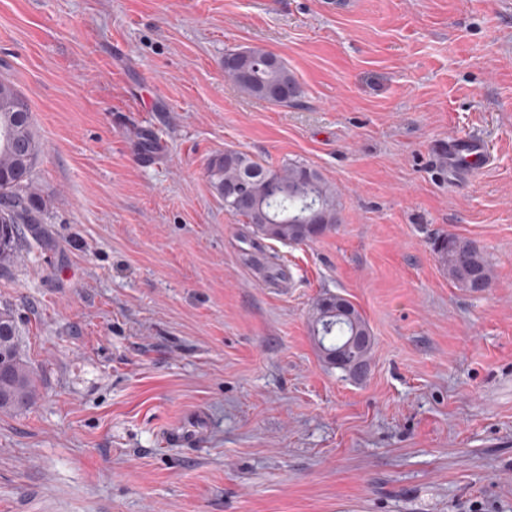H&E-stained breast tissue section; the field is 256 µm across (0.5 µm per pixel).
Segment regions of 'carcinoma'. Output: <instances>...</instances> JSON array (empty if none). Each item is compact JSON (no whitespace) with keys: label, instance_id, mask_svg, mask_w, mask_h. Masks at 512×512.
Instances as JSON below:
<instances>
[{"label":"carcinoma","instance_id":"1","mask_svg":"<svg viewBox=\"0 0 512 512\" xmlns=\"http://www.w3.org/2000/svg\"><path fill=\"white\" fill-rule=\"evenodd\" d=\"M249 57L234 62L227 73L244 93L272 103L288 104L302 96V88L288 66L273 53L247 49ZM0 271L12 265L20 247L46 246L36 225L45 221V207L31 191V176L39 144L31 115L16 89L0 81ZM208 176L224 207L245 218L266 238L288 244L313 242L336 230L339 200L320 172L297 161L269 166L240 151H226L209 163ZM467 261L448 237L438 238L433 250L448 279L457 287L476 292L474 280L492 282L487 254L474 241ZM10 331L0 344L6 361L0 367L1 411H15L34 403L38 377L20 353L17 322L12 311L0 309V328ZM310 335L323 362L356 375L367 368L374 339L359 310L340 294L325 292L312 306Z\"/></svg>","mask_w":512,"mask_h":512}]
</instances>
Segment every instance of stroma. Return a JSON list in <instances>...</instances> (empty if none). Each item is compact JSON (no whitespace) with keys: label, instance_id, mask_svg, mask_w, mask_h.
I'll use <instances>...</instances> for the list:
<instances>
[{"label":"stroma","instance_id":"obj_1","mask_svg":"<svg viewBox=\"0 0 512 512\" xmlns=\"http://www.w3.org/2000/svg\"><path fill=\"white\" fill-rule=\"evenodd\" d=\"M246 47L302 97L241 92ZM0 79L50 242L0 272L38 374L0 411V512H512V0H0ZM471 133L491 163L453 181L437 147ZM227 150L317 169L335 231L257 237L209 181ZM326 292L375 338L359 376L310 335ZM197 409L200 446H169ZM449 237L465 242L468 245V249L466 253L467 261L463 262L461 259L462 253L459 252L457 247H454L455 242L451 241L448 243V235L434 241L433 250L437 254L444 270L448 272V279L457 287L463 288L470 293L476 291L484 293L489 288L487 284L491 285L492 282V268L487 254L474 241L466 237L458 235H450ZM465 268L469 269L471 275L469 278L461 274V270ZM475 279L484 282H479L478 290H476L473 283Z\"/></svg>","mask_w":512,"mask_h":512}]
</instances>
